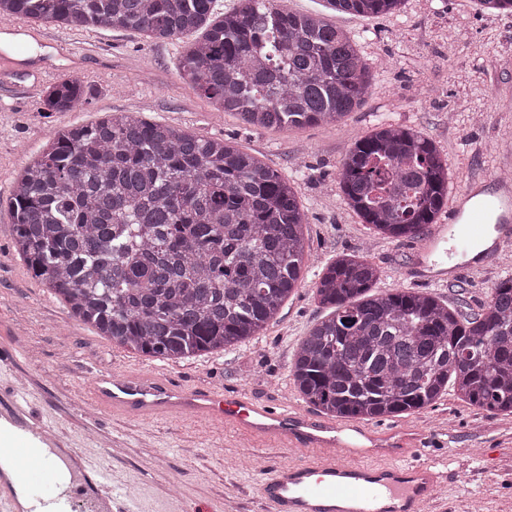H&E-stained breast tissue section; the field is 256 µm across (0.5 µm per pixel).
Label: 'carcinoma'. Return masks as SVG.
Segmentation results:
<instances>
[{
    "label": "carcinoma",
    "mask_w": 512,
    "mask_h": 512,
    "mask_svg": "<svg viewBox=\"0 0 512 512\" xmlns=\"http://www.w3.org/2000/svg\"><path fill=\"white\" fill-rule=\"evenodd\" d=\"M396 14L405 0H325ZM0 0V19L98 27L186 43L182 81L264 129L335 124L361 107L373 75L358 42L323 15L275 0ZM87 99L65 75L44 100ZM347 204L378 235L418 239L448 198V163L418 131L380 126L340 165ZM14 248L29 271L98 335L158 360L218 354L275 323L301 285L307 213L295 183L224 138H198L130 112L56 131L14 178ZM380 268L344 255L314 282L330 310L290 365L303 400L336 418L412 415L448 389L512 413V277L465 316L410 288L373 291Z\"/></svg>",
    "instance_id": "obj_1"
}]
</instances>
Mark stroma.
Here are the masks:
<instances>
[{
  "label": "stroma",
  "instance_id": "35a3bbf8",
  "mask_svg": "<svg viewBox=\"0 0 512 512\" xmlns=\"http://www.w3.org/2000/svg\"><path fill=\"white\" fill-rule=\"evenodd\" d=\"M281 8L325 13L359 41L374 75L366 101L333 126L256 129L216 110L180 78L185 42L148 40L123 30H66L34 24L56 48L53 75L0 78V341L14 345L0 389L15 392L51 431L111 466L137 512H262L259 486L269 464L301 459L220 424L187 418H106L91 402V373L153 372L194 385L240 390L255 400L301 405L289 376L292 355L310 326L326 316L313 286L317 273L345 254L380 267L376 288L430 293L463 314L480 312L494 286L512 277V255L465 272L452 285L405 277L413 241L375 235L336 186L340 161L379 124L413 128L448 163V193L467 181L512 169V12L482 11L477 0H406L400 15L362 16L326 10L323 0H281ZM80 71L94 93L68 112L41 109L48 87ZM136 112L201 138H234L244 152L294 180L308 213L304 281L280 319L253 343L180 362L148 359L98 336L70 317L14 251L7 205L17 173L55 131ZM430 443L426 458L450 479L440 491L456 512H512V414L492 413L448 395L407 416Z\"/></svg>",
  "mask_w": 512,
  "mask_h": 512
}]
</instances>
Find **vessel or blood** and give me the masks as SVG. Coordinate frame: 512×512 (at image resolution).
I'll return each mask as SVG.
<instances>
[{"label": "vessel or blood", "mask_w": 512, "mask_h": 512, "mask_svg": "<svg viewBox=\"0 0 512 512\" xmlns=\"http://www.w3.org/2000/svg\"><path fill=\"white\" fill-rule=\"evenodd\" d=\"M47 46L21 23L0 27V73L31 64L18 51ZM494 229L490 246L472 254L473 243ZM512 248V181L471 179L456 195L451 220L430 225L415 250L407 277L450 285L466 271L484 269ZM101 409L131 418L187 416L229 424L255 439L285 441L314 458L268 469L259 488L268 512H425L445 478L422 453L425 434L381 421L365 427L337 423L285 406L260 403L243 393L187 388L153 375L102 373L91 386ZM0 446L15 455L30 505L19 508L13 486L0 482V512H131L112 472L78 455L59 465L62 440L35 420L27 405L0 398Z\"/></svg>", "instance_id": "1"}]
</instances>
